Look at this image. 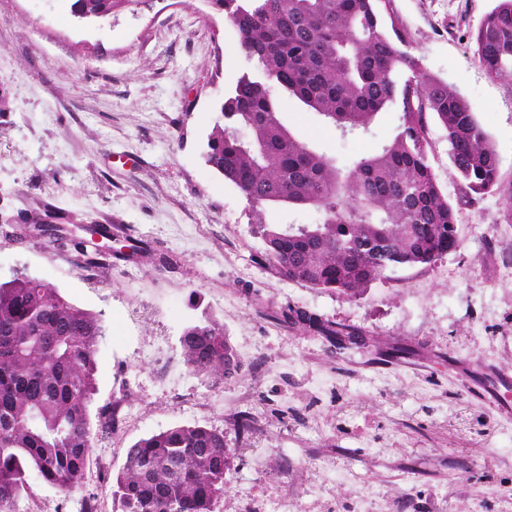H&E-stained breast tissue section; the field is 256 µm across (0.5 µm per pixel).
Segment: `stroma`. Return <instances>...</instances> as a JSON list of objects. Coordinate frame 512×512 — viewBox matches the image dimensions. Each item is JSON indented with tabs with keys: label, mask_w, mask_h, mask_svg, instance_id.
I'll return each instance as SVG.
<instances>
[{
	"label": "stroma",
	"mask_w": 512,
	"mask_h": 512,
	"mask_svg": "<svg viewBox=\"0 0 512 512\" xmlns=\"http://www.w3.org/2000/svg\"><path fill=\"white\" fill-rule=\"evenodd\" d=\"M72 0H0V281L54 285L103 325L83 485L30 476L16 512H115L127 450L168 428L222 430L237 456L218 512H512V214L502 194L465 203L448 143L428 122L430 161L461 246L348 298L280 276L261 259L251 206L208 166L207 136L248 63L205 0H146L108 21ZM495 0H388L412 53L474 106L512 187V80L491 76L469 39ZM288 125L339 161L375 151L398 124L341 134L292 98ZM110 227L147 253L78 257L85 232L22 234L36 203ZM358 330L345 348L282 309ZM213 315L245 362L223 384L190 373L180 336ZM253 429L239 433L236 421Z\"/></svg>",
	"instance_id": "obj_1"
}]
</instances>
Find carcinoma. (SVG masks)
Returning a JSON list of instances; mask_svg holds the SVG:
<instances>
[{
    "label": "carcinoma",
    "instance_id": "obj_1",
    "mask_svg": "<svg viewBox=\"0 0 512 512\" xmlns=\"http://www.w3.org/2000/svg\"><path fill=\"white\" fill-rule=\"evenodd\" d=\"M140 0H74L75 15L104 18ZM238 34L254 64L224 95L207 138V164L252 206L263 257L282 277L347 297L397 269L425 268L460 248L456 213L429 160L427 114L438 120L466 196L500 188L496 151L472 104L430 74L406 45L383 0H207ZM487 72L512 79V0H496L471 34ZM342 132H367L389 107L396 132L348 163L300 140L280 112L281 95ZM318 214L314 224H268L269 209ZM46 242L58 225L85 218L43 207L24 217ZM330 341L358 333L287 308ZM98 317L40 279L0 282V512H14L30 474L69 492L90 461ZM188 370L213 384L243 361L224 326L204 313L180 338ZM235 457L224 432L179 425L131 446L114 483L118 512H216Z\"/></svg>",
    "mask_w": 512,
    "mask_h": 512
}]
</instances>
